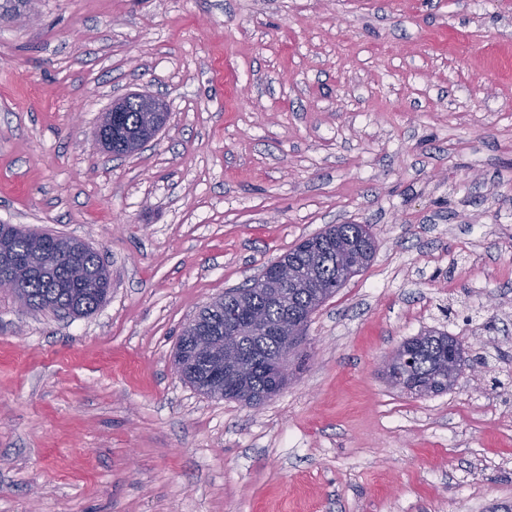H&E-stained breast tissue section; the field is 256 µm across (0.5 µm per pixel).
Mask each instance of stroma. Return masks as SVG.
I'll return each mask as SVG.
<instances>
[{"label":"stroma","instance_id":"stroma-1","mask_svg":"<svg viewBox=\"0 0 512 512\" xmlns=\"http://www.w3.org/2000/svg\"><path fill=\"white\" fill-rule=\"evenodd\" d=\"M165 98L130 156L113 100ZM0 224L111 276L80 317L0 290V512H491L512 506V0H39L0 17ZM331 224L369 266L262 407L174 365L204 306ZM428 329L471 366L390 385Z\"/></svg>","mask_w":512,"mask_h":512}]
</instances>
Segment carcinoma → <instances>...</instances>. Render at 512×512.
Masks as SVG:
<instances>
[{
    "instance_id": "obj_1",
    "label": "carcinoma",
    "mask_w": 512,
    "mask_h": 512,
    "mask_svg": "<svg viewBox=\"0 0 512 512\" xmlns=\"http://www.w3.org/2000/svg\"><path fill=\"white\" fill-rule=\"evenodd\" d=\"M358 243L356 252L360 268H366L374 258L377 241L373 232L359 224H333L324 231L304 239L280 257L283 264L295 271L294 281L282 287L270 281L265 289L251 284L232 289L217 299L214 308H203L179 337L175 356L193 358L192 337L203 330H214L225 318L240 307L262 313L265 322L276 326L284 321L300 320L314 313L350 277L345 275L347 244ZM0 242L17 257L39 256L50 263L45 273L26 279L24 288L15 293L20 301L35 310L51 309L84 316L95 311L107 298L110 279L99 254L77 239L63 238L50 233L24 230L11 224H0ZM417 348L414 366L409 376L416 393L435 396L450 390L454 381L448 376V352L452 338L439 331H428L409 338ZM280 338L262 328L246 333L238 345L240 358L257 365L278 354ZM268 379L253 368L248 381L231 399L251 407L264 403Z\"/></svg>"
}]
</instances>
